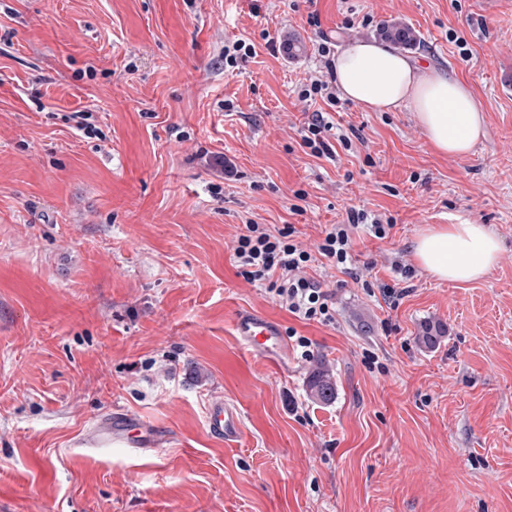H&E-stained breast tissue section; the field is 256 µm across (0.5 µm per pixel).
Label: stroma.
<instances>
[{
    "label": "stroma",
    "instance_id": "1",
    "mask_svg": "<svg viewBox=\"0 0 512 512\" xmlns=\"http://www.w3.org/2000/svg\"><path fill=\"white\" fill-rule=\"evenodd\" d=\"M393 22L419 37L408 57L467 83L483 137L447 155L409 110L346 100L329 115L350 149L307 154L317 106L298 90L321 39ZM292 36L304 57L283 53ZM235 38L256 53L228 70ZM353 208L394 227L355 235L363 282L318 269L333 324L239 276L247 221L312 250ZM457 212L500 237L495 267L417 270L390 305L392 260L415 263L417 235ZM240 309L311 358L249 357ZM319 367L329 403L308 387ZM212 399L239 409L236 446L207 432ZM115 406L161 444L84 448ZM0 512H512V0H0Z\"/></svg>",
    "mask_w": 512,
    "mask_h": 512
}]
</instances>
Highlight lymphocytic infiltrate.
I'll use <instances>...</instances> for the list:
<instances>
[{
  "label": "lymphocytic infiltrate",
  "instance_id": "lymphocytic-infiltrate-1",
  "mask_svg": "<svg viewBox=\"0 0 512 512\" xmlns=\"http://www.w3.org/2000/svg\"><path fill=\"white\" fill-rule=\"evenodd\" d=\"M298 97L305 102L320 99L328 105L327 111L313 112L300 129L302 147L312 156L329 160L336 157L338 148H350L348 136L333 132L328 110L336 106V94L323 76L309 77L301 84ZM393 226L392 218L353 208L346 221L325 225L323 239L312 253L297 242L294 227L274 232L267 225L250 221L234 241V259L246 282L264 288L288 312L305 321L330 324L335 320V304L332 295L311 274L316 259L324 258L340 271L354 273V231L360 229L383 239Z\"/></svg>",
  "mask_w": 512,
  "mask_h": 512
}]
</instances>
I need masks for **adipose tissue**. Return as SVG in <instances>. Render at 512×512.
I'll return each mask as SVG.
<instances>
[{
    "instance_id": "ef3b65f1",
    "label": "adipose tissue",
    "mask_w": 512,
    "mask_h": 512,
    "mask_svg": "<svg viewBox=\"0 0 512 512\" xmlns=\"http://www.w3.org/2000/svg\"><path fill=\"white\" fill-rule=\"evenodd\" d=\"M334 72L344 98L375 110L413 112L439 152L468 154L483 133L484 117L469 87L443 71L421 69L390 44H347L334 58ZM499 251L494 232L468 219L427 229L414 246L422 268L451 283L484 278L494 268Z\"/></svg>"
}]
</instances>
